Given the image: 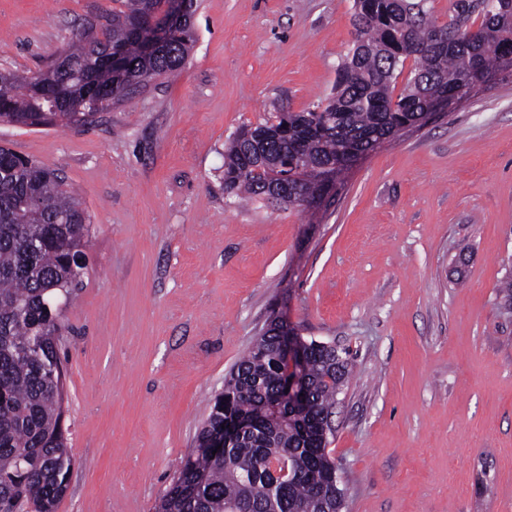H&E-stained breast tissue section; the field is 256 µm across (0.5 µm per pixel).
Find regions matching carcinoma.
I'll return each instance as SVG.
<instances>
[{
	"label": "carcinoma",
	"mask_w": 512,
	"mask_h": 512,
	"mask_svg": "<svg viewBox=\"0 0 512 512\" xmlns=\"http://www.w3.org/2000/svg\"><path fill=\"white\" fill-rule=\"evenodd\" d=\"M427 2L355 0V45L338 69L336 94L237 131L224 150L225 192L265 199L268 170L278 167L288 194L275 204L314 211L337 192L351 153L421 123L446 95H470L478 75L503 72L512 0H452L444 22ZM196 9L188 0L178 27L148 55L144 43L164 23L167 0H113L45 68L0 71V122L89 125L149 82L176 76L195 42ZM89 231L90 216L64 178L0 147V512H55L68 487L74 461L56 336L59 303L84 274L78 259ZM278 340L272 318L225 376L156 512H336L343 481L327 445L348 359L308 341L291 394ZM239 419L246 428L224 441L225 423ZM281 464L285 480L273 477Z\"/></svg>",
	"instance_id": "obj_1"
}]
</instances>
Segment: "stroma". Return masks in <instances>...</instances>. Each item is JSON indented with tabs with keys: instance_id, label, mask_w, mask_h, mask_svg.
Returning <instances> with one entry per match:
<instances>
[{
	"instance_id": "35a3bbf8",
	"label": "stroma",
	"mask_w": 512,
	"mask_h": 512,
	"mask_svg": "<svg viewBox=\"0 0 512 512\" xmlns=\"http://www.w3.org/2000/svg\"><path fill=\"white\" fill-rule=\"evenodd\" d=\"M112 0H0V66L35 73ZM354 0H199L181 73L88 127L0 123L90 216L61 315L56 512H155L266 318L349 349L331 414L342 512H512V77L359 159L315 212L224 191L244 125L329 95Z\"/></svg>"
}]
</instances>
